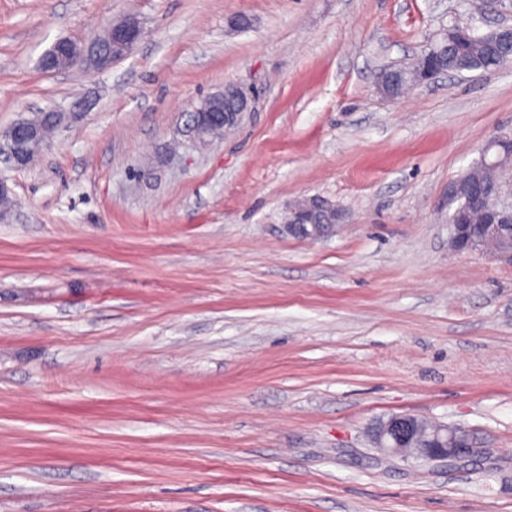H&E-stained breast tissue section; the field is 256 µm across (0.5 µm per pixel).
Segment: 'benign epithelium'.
Returning a JSON list of instances; mask_svg holds the SVG:
<instances>
[{
  "instance_id": "7a95c632",
  "label": "benign epithelium",
  "mask_w": 512,
  "mask_h": 512,
  "mask_svg": "<svg viewBox=\"0 0 512 512\" xmlns=\"http://www.w3.org/2000/svg\"><path fill=\"white\" fill-rule=\"evenodd\" d=\"M143 36L141 22L135 16H126L111 23L107 28V38L112 48L132 51ZM56 52L49 53L45 69L59 72L75 66L87 71H103L112 67V55H92L89 45L61 39L55 43ZM224 100L235 106L224 109L221 122L224 132L235 130L250 111L251 99L239 85L227 84L219 92ZM200 118L197 123L188 125V136L197 148L211 145L204 126L213 123L208 104L196 109ZM49 146L47 141H38L37 127L27 117H22L7 130L0 133V161L15 169L33 165ZM477 164L489 173L486 180L475 179L468 182L455 180L448 184V202L453 204L449 241L456 251H491L493 254L512 260V138L494 137L481 150ZM472 210L483 212L482 224L474 231L465 229L470 223ZM344 215L335 204L324 198L312 197L296 208L288 211L286 229L291 235L309 236V230L316 224H325L323 233H328L342 222ZM371 442L380 451L401 459L413 458L418 462L458 463L461 457L480 458L482 449L463 447L456 437V428L438 425L430 433H425L419 418L410 415H395L380 429L371 433Z\"/></svg>"
}]
</instances>
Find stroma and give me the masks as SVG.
I'll list each match as a JSON object with an SVG mask.
<instances>
[{"label": "stroma", "instance_id": "obj_1", "mask_svg": "<svg viewBox=\"0 0 512 512\" xmlns=\"http://www.w3.org/2000/svg\"><path fill=\"white\" fill-rule=\"evenodd\" d=\"M138 16L101 72L41 69ZM465 0H0V512H512V261L448 243V185L512 135V65L397 99ZM240 85L209 148L198 101ZM346 213L289 235L290 203ZM461 427L470 467L374 448L378 419ZM143 36L141 22L135 16H126L111 23L107 28V38L112 49L132 52ZM403 73L404 77L401 73ZM414 79L413 72L410 69L395 68L391 69L382 78L377 76V82L380 89L387 93L395 96L402 94L407 88H409ZM215 96H224V100L235 102V106L224 109L223 117H221V122L224 126H212L211 135L213 140L221 139L227 132L238 128L245 114L250 111L251 99L248 93L241 86L236 84H227L224 86V91L204 98V104L195 109V112H198L200 115L198 122L188 125L187 130L190 141L197 148H207L212 143L207 136L204 126L213 123V117L211 115L213 112L209 109L208 99ZM50 142L37 139V127L22 117L0 133V161L15 169L27 168L47 149Z\"/></svg>", "mask_w": 512, "mask_h": 512}]
</instances>
